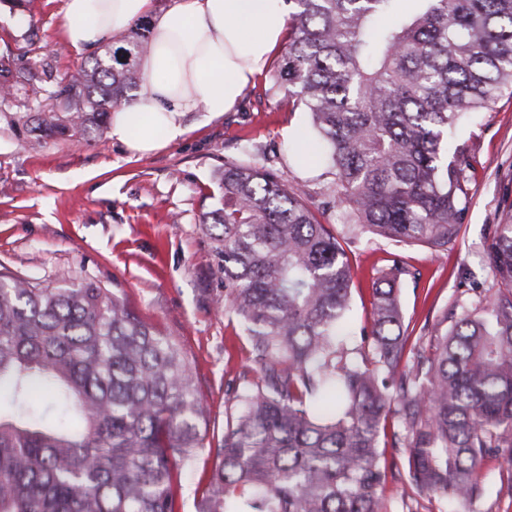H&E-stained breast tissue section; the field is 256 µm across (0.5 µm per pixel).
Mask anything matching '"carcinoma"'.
<instances>
[{"mask_svg": "<svg viewBox=\"0 0 512 512\" xmlns=\"http://www.w3.org/2000/svg\"><path fill=\"white\" fill-rule=\"evenodd\" d=\"M286 2L275 84L329 148V206L354 238L448 250L473 168L454 128L512 86V0ZM118 42L48 91L32 148L85 139L134 100L147 22ZM34 78L1 54L0 102L25 105ZM219 188L222 302L259 371L235 387L197 512H393L395 474L402 512L434 496L464 507L489 458L512 492V216L490 227L496 288L478 305L408 348L395 256L350 347L348 257L306 190L245 159L224 163ZM390 419L404 454L389 461ZM204 421L181 348L123 298L0 269V512H177Z\"/></svg>", "mask_w": 512, "mask_h": 512, "instance_id": "cac0c4a2", "label": "carcinoma"}]
</instances>
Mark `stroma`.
Listing matches in <instances>:
<instances>
[{
    "instance_id": "obj_1",
    "label": "stroma",
    "mask_w": 512,
    "mask_h": 512,
    "mask_svg": "<svg viewBox=\"0 0 512 512\" xmlns=\"http://www.w3.org/2000/svg\"><path fill=\"white\" fill-rule=\"evenodd\" d=\"M62 2L23 0L14 10L0 0V53L13 51L40 88L28 107L0 110V266L48 282L63 276L99 282L180 345L209 412L201 426L205 446L178 498L179 512H196L216 464L209 447L224 435L227 385L251 356L236 318L214 304L224 292V271L203 227L206 213L219 205L224 161L247 158L276 169L288 185H304L315 208L334 177L309 113L271 92L274 62L229 112L204 124L198 113L188 114L185 137L150 155H130L105 128L86 143L56 137L31 149L51 78L83 72L93 56L60 39ZM457 141L473 156L458 238L437 256L373 238L351 243L355 328L367 326L372 288L396 251L409 269L400 297L411 327L437 322L454 303H477L492 288L487 227L512 209V90L503 91L492 111L464 119ZM501 470L500 461L483 463L485 494L469 512H512Z\"/></svg>"
}]
</instances>
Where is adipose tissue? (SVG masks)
I'll use <instances>...</instances> for the list:
<instances>
[{
  "instance_id": "obj_1",
  "label": "adipose tissue",
  "mask_w": 512,
  "mask_h": 512,
  "mask_svg": "<svg viewBox=\"0 0 512 512\" xmlns=\"http://www.w3.org/2000/svg\"><path fill=\"white\" fill-rule=\"evenodd\" d=\"M146 20L151 52L134 103L118 108L110 136L148 154L178 142L192 112L217 117L233 108L278 46L286 26L283 0H64L62 36L75 51L94 48Z\"/></svg>"
}]
</instances>
